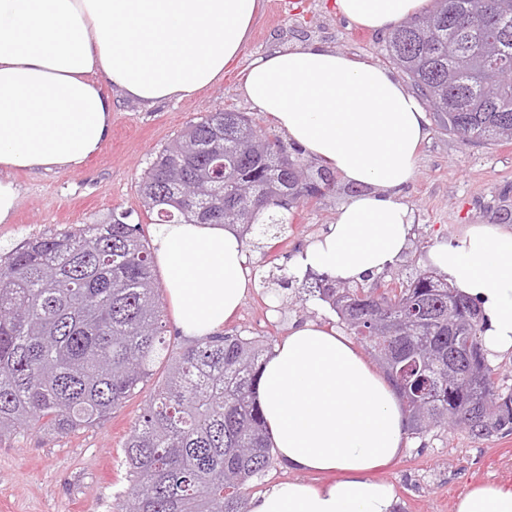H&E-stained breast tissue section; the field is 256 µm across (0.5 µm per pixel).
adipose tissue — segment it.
Returning <instances> with one entry per match:
<instances>
[{
    "label": "adipose tissue",
    "instance_id": "adipose-tissue-1",
    "mask_svg": "<svg viewBox=\"0 0 512 512\" xmlns=\"http://www.w3.org/2000/svg\"><path fill=\"white\" fill-rule=\"evenodd\" d=\"M428 0H334L352 23L388 32ZM259 0H0V224L18 202L13 172L70 171L107 142L109 83L132 100H182L220 80L250 34ZM241 94L269 114L289 144L356 189L336 220L296 252L297 278L360 283L410 246L414 175L429 115L389 70L310 42L254 57ZM153 255L174 326L196 341L222 334L263 271L238 225H159ZM428 258L484 317L488 358L512 357V226L470 224L436 240ZM257 400L279 465L250 512H396L374 469L406 450L407 418L394 387L334 327L295 320L263 358ZM332 479L314 486L307 473ZM455 512H512V489L481 483Z\"/></svg>",
    "mask_w": 512,
    "mask_h": 512
}]
</instances>
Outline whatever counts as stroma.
I'll return each instance as SVG.
<instances>
[{
    "label": "stroma",
    "mask_w": 512,
    "mask_h": 512,
    "mask_svg": "<svg viewBox=\"0 0 512 512\" xmlns=\"http://www.w3.org/2000/svg\"><path fill=\"white\" fill-rule=\"evenodd\" d=\"M262 0L241 60L308 41L318 40L341 52L385 66V36L343 20L332 0ZM240 68L195 96L154 105L124 99L111 85L103 92L112 100V128L103 149L81 167L68 172H17L18 205L11 223L0 224V247L9 249L25 239L70 226L97 224L112 213L125 212L129 221L152 235L154 224L138 193L148 163L191 120L208 112L249 113L263 132L277 135L268 114L254 111L239 91ZM512 193V142L463 145L438 126H430L404 192L415 224L406 255L385 279L402 278L427 268V252L436 237L458 235L464 225L481 224L501 193ZM310 203L290 213L287 233L269 240L256 260L266 270H287L289 258L336 219L348 195ZM333 312L318 300H300L290 289L278 311L267 294L252 291L236 316L225 323L229 334L276 343L290 321H330ZM144 385L93 428L58 435L44 428L0 442V512H116L130 484L119 464L122 445L152 392ZM374 479L393 485L400 512H454L457 499L472 485L493 482L512 488V435L484 439L464 429L445 426L411 438L395 463L376 470Z\"/></svg>",
    "instance_id": "1"
}]
</instances>
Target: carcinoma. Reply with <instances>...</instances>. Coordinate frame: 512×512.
<instances>
[{"instance_id": "1", "label": "carcinoma", "mask_w": 512, "mask_h": 512, "mask_svg": "<svg viewBox=\"0 0 512 512\" xmlns=\"http://www.w3.org/2000/svg\"><path fill=\"white\" fill-rule=\"evenodd\" d=\"M387 59L435 120L464 145L512 140V0H434L386 40ZM316 177H311L312 168ZM293 155L243 112L189 123L144 171L139 193L159 223L237 224L260 236L287 226L283 197L321 199L338 182ZM396 389L410 434L462 425L474 438L512 432V388L459 348L482 352L475 303L432 269L399 283L311 278ZM154 257L125 216L26 239L0 254V438L51 427H92L145 385L165 379L121 452L131 492L120 512H249L246 483L274 460L257 404L263 352L238 334L177 348L165 335Z\"/></svg>"}]
</instances>
